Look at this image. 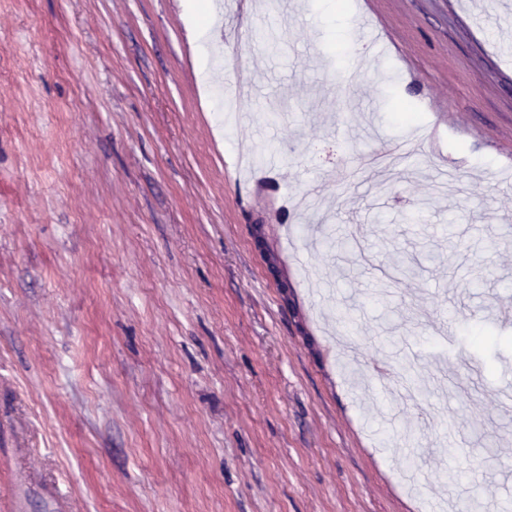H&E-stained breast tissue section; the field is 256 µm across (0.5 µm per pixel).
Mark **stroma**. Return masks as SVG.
Returning <instances> with one entry per match:
<instances>
[{
	"label": "stroma",
	"mask_w": 512,
	"mask_h": 512,
	"mask_svg": "<svg viewBox=\"0 0 512 512\" xmlns=\"http://www.w3.org/2000/svg\"><path fill=\"white\" fill-rule=\"evenodd\" d=\"M187 6L0 0V512H512V10Z\"/></svg>",
	"instance_id": "obj_1"
}]
</instances>
